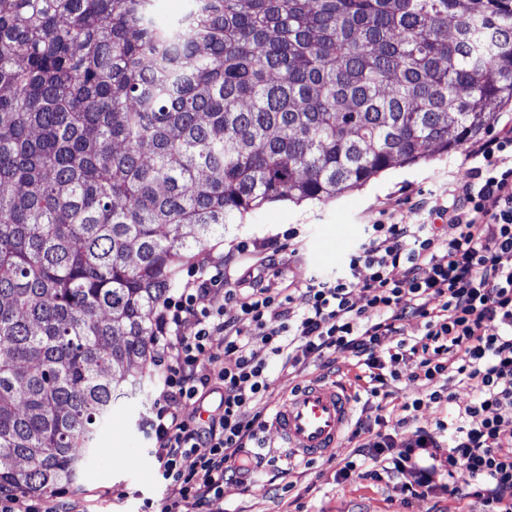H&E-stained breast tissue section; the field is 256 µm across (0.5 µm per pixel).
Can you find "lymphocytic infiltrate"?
Wrapping results in <instances>:
<instances>
[{
	"label": "lymphocytic infiltrate",
	"instance_id": "obj_1",
	"mask_svg": "<svg viewBox=\"0 0 512 512\" xmlns=\"http://www.w3.org/2000/svg\"><path fill=\"white\" fill-rule=\"evenodd\" d=\"M468 180L449 185L420 210L447 219L442 237L430 224H374L363 246L336 277H312L276 288L275 258L239 278L228 261L209 254L157 316L151 339L160 402L147 421L152 454L169 494L158 512H224L227 489H245L265 463L251 451L267 422L261 403L275 378L302 370L309 354L349 353L367 378L364 392L386 411L391 384L445 379L402 404L396 433H371L356 421L358 444L339 464L337 482H394L400 503L467 487L482 512H512V135H495L469 151ZM239 310L228 319L213 307V289ZM366 295L358 304L355 291ZM420 320V337L404 333ZM390 345H383V338ZM472 397L455 404L450 382ZM218 394L207 420L187 417L188 402ZM455 409L434 429L416 426V414L437 404ZM191 467H184V460ZM0 512H81L78 500L49 493L30 498L0 488Z\"/></svg>",
	"mask_w": 512,
	"mask_h": 512
}]
</instances>
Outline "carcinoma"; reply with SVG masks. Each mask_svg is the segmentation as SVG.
<instances>
[{
	"label": "carcinoma",
	"mask_w": 512,
	"mask_h": 512,
	"mask_svg": "<svg viewBox=\"0 0 512 512\" xmlns=\"http://www.w3.org/2000/svg\"><path fill=\"white\" fill-rule=\"evenodd\" d=\"M0 0V488L76 480L181 267L494 126L512 0Z\"/></svg>",
	"instance_id": "obj_1"
}]
</instances>
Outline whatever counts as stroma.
<instances>
[{
  "mask_svg": "<svg viewBox=\"0 0 512 512\" xmlns=\"http://www.w3.org/2000/svg\"><path fill=\"white\" fill-rule=\"evenodd\" d=\"M467 153L463 147L445 156L434 153L419 163L387 169L329 201L286 200L266 205L244 223L230 225L223 240L211 242L208 249L219 254L235 251L242 243H268V253L284 265L283 276L276 282L284 288L292 279L339 272L348 253L367 241L385 211L392 213L394 222H431L439 234L449 236L452 229L447 222L430 220L417 203L447 190L451 181L466 179L472 166ZM333 360L327 369L323 357L312 353L301 373L274 379L266 415H273L292 389L312 378L338 379L351 392H358L353 359L337 352ZM158 395L154 371L145 367L136 395L114 404L110 422L98 432L77 479L60 487L63 499H79L84 512H144L147 503L165 497L144 426L156 409ZM259 443L262 453L274 457L288 476L273 481L268 475H255L244 493L226 497L227 512H403L393 484L337 482L336 465L350 451L349 440L328 449L321 460L293 464L273 427L260 431Z\"/></svg>",
  "mask_w": 512,
  "mask_h": 512,
  "instance_id": "35a3bbf8",
  "label": "stroma"
}]
</instances>
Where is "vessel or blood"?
I'll use <instances>...</instances> for the list:
<instances>
[{
  "label": "vessel or blood",
  "instance_id": "obj_1",
  "mask_svg": "<svg viewBox=\"0 0 512 512\" xmlns=\"http://www.w3.org/2000/svg\"><path fill=\"white\" fill-rule=\"evenodd\" d=\"M352 403L347 388L318 380L293 392L274 417L289 459L312 461L335 447L352 413Z\"/></svg>",
  "mask_w": 512,
  "mask_h": 512
}]
</instances>
